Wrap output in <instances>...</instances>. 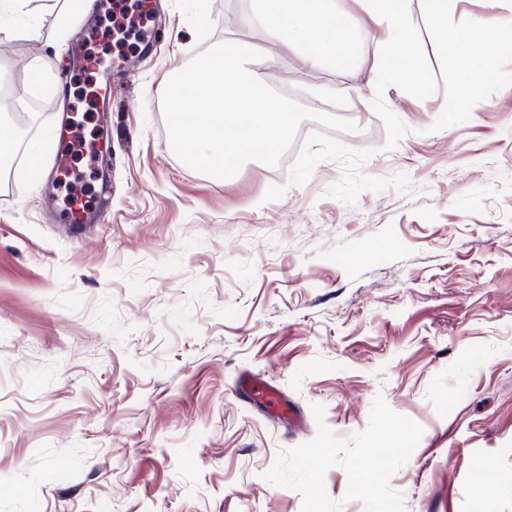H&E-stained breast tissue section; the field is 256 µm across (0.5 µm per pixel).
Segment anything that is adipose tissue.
<instances>
[{
  "label": "adipose tissue",
  "mask_w": 512,
  "mask_h": 512,
  "mask_svg": "<svg viewBox=\"0 0 512 512\" xmlns=\"http://www.w3.org/2000/svg\"><path fill=\"white\" fill-rule=\"evenodd\" d=\"M356 2L359 12L355 15L340 10L338 0H251V8L254 18L307 70L346 67L361 27H388L393 40L384 57L390 69L402 79H419L422 67L412 50L414 29L403 0ZM476 31L487 35L492 43L512 42V24L493 12L476 19L472 31L443 39L449 68L462 73L452 109L463 114L472 112L473 91L489 72L487 54L472 49V34Z\"/></svg>",
  "instance_id": "1"
}]
</instances>
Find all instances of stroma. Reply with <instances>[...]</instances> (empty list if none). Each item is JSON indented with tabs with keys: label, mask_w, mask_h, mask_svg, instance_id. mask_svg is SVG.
<instances>
[{
	"label": "stroma",
	"mask_w": 512,
	"mask_h": 512,
	"mask_svg": "<svg viewBox=\"0 0 512 512\" xmlns=\"http://www.w3.org/2000/svg\"><path fill=\"white\" fill-rule=\"evenodd\" d=\"M153 6L156 47L112 63L105 216L54 223L46 182L0 173V512H512V43L470 116L442 48L512 0H461L443 30L407 0L421 86L386 68L384 28L307 71L247 0ZM64 11L33 0L39 38L0 41L9 127L49 163L76 42L102 27ZM231 37L262 82L357 131L307 119L277 167L186 166L164 88ZM37 62L60 93L29 82ZM244 371L306 429L235 398Z\"/></svg>",
	"instance_id": "35a3bbf8"
}]
</instances>
